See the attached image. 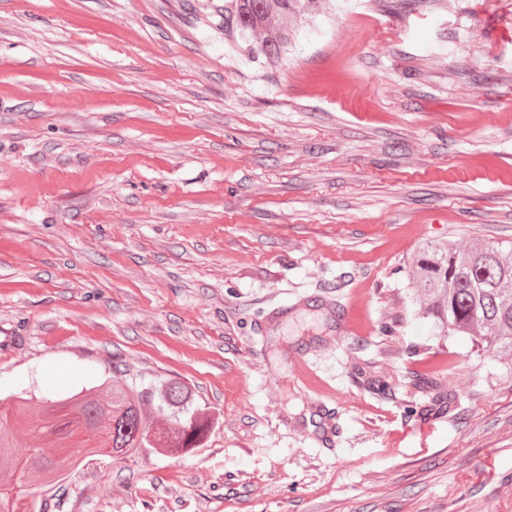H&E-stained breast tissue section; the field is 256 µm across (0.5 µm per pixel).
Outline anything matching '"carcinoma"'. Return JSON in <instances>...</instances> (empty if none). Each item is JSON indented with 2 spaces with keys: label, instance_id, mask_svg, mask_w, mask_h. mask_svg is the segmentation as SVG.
I'll use <instances>...</instances> for the list:
<instances>
[{
  "label": "carcinoma",
  "instance_id": "carcinoma-1",
  "mask_svg": "<svg viewBox=\"0 0 512 512\" xmlns=\"http://www.w3.org/2000/svg\"><path fill=\"white\" fill-rule=\"evenodd\" d=\"M309 4L310 0H224V42L249 59L280 61L288 50V31L257 44L253 34L278 16L307 13ZM409 285L416 291L417 315L431 323L434 335L467 336L484 352L512 354V245H479L461 252L423 241L415 252ZM150 397L151 393L130 387L111 389L105 400L78 393L48 401L26 392L11 397L8 412L35 429L51 422V440L60 449L79 429L114 455L151 442L167 457L186 456L209 430L207 415L189 412L190 392L177 380L168 381L162 393L167 421H152L144 412ZM0 448L9 449L0 455V512H36V504L22 502L25 488L52 484L87 458L81 448L72 456L27 448L1 419Z\"/></svg>",
  "mask_w": 512,
  "mask_h": 512
}]
</instances>
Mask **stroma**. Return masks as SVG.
Segmentation results:
<instances>
[{
	"instance_id": "stroma-1",
	"label": "stroma",
	"mask_w": 512,
	"mask_h": 512,
	"mask_svg": "<svg viewBox=\"0 0 512 512\" xmlns=\"http://www.w3.org/2000/svg\"><path fill=\"white\" fill-rule=\"evenodd\" d=\"M278 25L272 64L224 0H0V395L176 379L215 419L43 512H512V359L436 338L407 277L512 242V0Z\"/></svg>"
}]
</instances>
